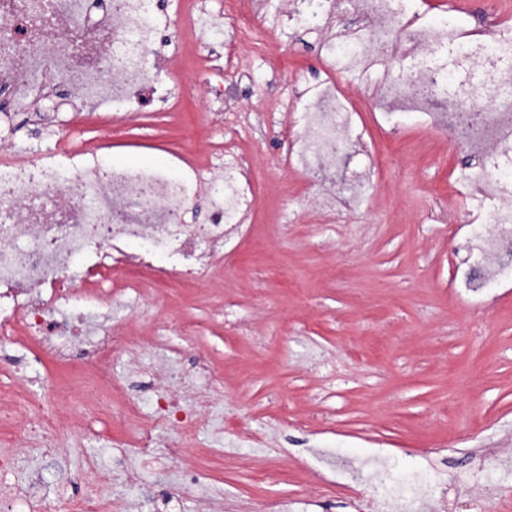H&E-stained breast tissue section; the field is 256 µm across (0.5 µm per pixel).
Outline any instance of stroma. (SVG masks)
<instances>
[{
    "instance_id": "obj_1",
    "label": "stroma",
    "mask_w": 512,
    "mask_h": 512,
    "mask_svg": "<svg viewBox=\"0 0 512 512\" xmlns=\"http://www.w3.org/2000/svg\"><path fill=\"white\" fill-rule=\"evenodd\" d=\"M256 7L264 48L242 38L209 71L223 102L196 83V43L178 36L180 0H154L164 22L158 36L176 43L189 86L181 107L154 98L135 120L109 126L59 114L62 138L74 147L104 142L117 167L165 168L177 154L202 163L196 129L215 142L234 139L254 160L252 237L208 280L160 285L149 302L130 298L113 316L133 336L152 335L163 320L198 322L190 347L161 363L177 375L197 353L209 354L224 371V414L246 431L189 441L186 464L206 472L212 496H186L182 512H251L260 498L302 497L311 501L304 512H351L364 480L329 469L326 454L381 463L400 482L424 477L433 497H447V512L484 497L495 498L496 512H512V282L463 288L490 209L447 193L449 175L467 183L482 170L419 113L385 126L379 89L410 73L405 45L366 71H342L324 60L321 37L293 17L294 0ZM408 7L466 30L492 20L512 27V0ZM328 78L362 138L349 142L339 167L309 176L284 157L301 135L303 93ZM226 110L237 113L235 125L213 122ZM327 179L345 200L331 214L314 202ZM96 451L77 442L55 463L19 449L23 463L11 481L19 489L40 477L37 512H56L60 498L106 482V473L82 472ZM183 465L147 470L139 505L116 500L112 512H171L167 493Z\"/></svg>"
}]
</instances>
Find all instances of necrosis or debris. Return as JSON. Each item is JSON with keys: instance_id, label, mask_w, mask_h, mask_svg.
Listing matches in <instances>:
<instances>
[{"instance_id": "1", "label": "necrosis or debris", "mask_w": 512, "mask_h": 512, "mask_svg": "<svg viewBox=\"0 0 512 512\" xmlns=\"http://www.w3.org/2000/svg\"><path fill=\"white\" fill-rule=\"evenodd\" d=\"M111 2L0 0V92L7 93L13 111L52 125L42 103L59 89L128 119L143 110L145 94L179 99V83L153 80L166 69L168 55L156 41L160 21L152 0H123L119 10ZM393 2L355 0L366 26L342 53L331 42L326 53L336 54L344 68L365 70L390 36ZM402 37L427 56L452 47L461 59H476L477 79L462 85L453 106L431 123L463 143L481 167H512V29L496 25L465 32L452 21L430 25L416 17L404 23ZM450 82L447 67L427 65L385 89L381 102L425 113L431 100L419 96L418 88L439 91ZM345 110L333 81L317 86L294 165L316 173L335 164L336 117ZM246 165L240 153L213 144L208 166H178L173 178L106 165L102 146L78 151L60 140L42 153L17 152L0 160V341L23 356L36 352L65 367L81 365L97 385L115 388L112 363L134 360L135 343L122 324L106 328L103 319L117 296L149 298L150 289L133 276L138 268L152 267L157 282H199L209 277L216 257L234 254L252 230ZM472 194L494 204L493 228L481 245L483 262L468 280L478 288L501 274L499 254L504 245L512 246V182L478 183ZM199 201L204 223H181L182 212ZM126 240L169 246L167 264L155 267L149 257L128 253L122 247ZM77 265L83 278L76 285L68 273ZM194 369L208 391L189 393L185 383L161 372L153 395L108 409L76 402L59 386L48 402L19 386L1 389L0 424L14 428L27 448L56 450L68 438H96L102 452L92 457L91 467L99 470L103 451L116 442L95 434L88 419L105 414L123 431L117 443L136 459L117 481L136 486L154 462L184 458L187 434L210 427L224 377L202 354Z\"/></svg>"}]
</instances>
